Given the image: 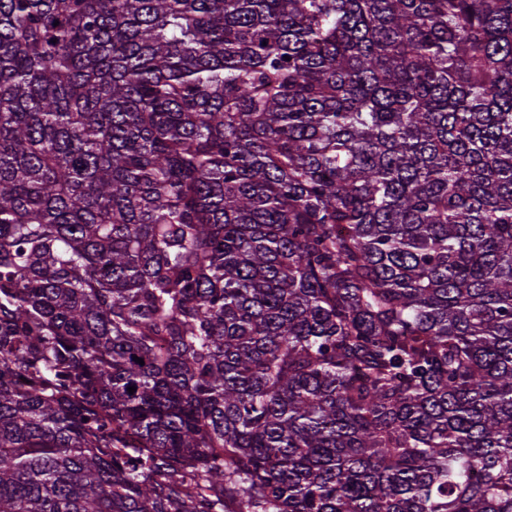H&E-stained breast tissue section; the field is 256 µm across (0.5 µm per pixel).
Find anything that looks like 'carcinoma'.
<instances>
[{
  "label": "carcinoma",
  "instance_id": "1",
  "mask_svg": "<svg viewBox=\"0 0 512 512\" xmlns=\"http://www.w3.org/2000/svg\"><path fill=\"white\" fill-rule=\"evenodd\" d=\"M0 512H512V0H0Z\"/></svg>",
  "mask_w": 512,
  "mask_h": 512
}]
</instances>
